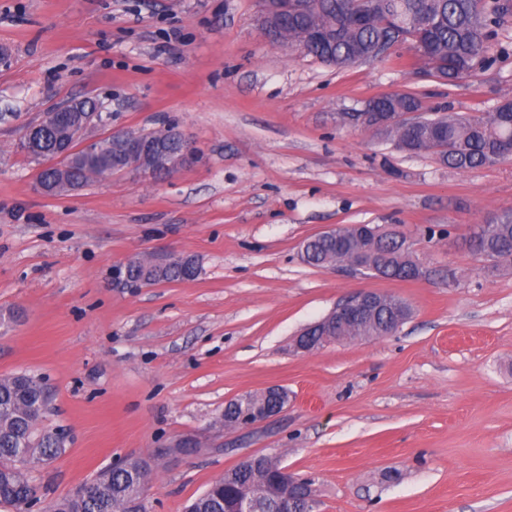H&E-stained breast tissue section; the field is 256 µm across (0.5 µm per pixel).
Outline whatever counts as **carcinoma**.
I'll use <instances>...</instances> for the list:
<instances>
[{
    "instance_id": "obj_1",
    "label": "carcinoma",
    "mask_w": 512,
    "mask_h": 512,
    "mask_svg": "<svg viewBox=\"0 0 512 512\" xmlns=\"http://www.w3.org/2000/svg\"><path fill=\"white\" fill-rule=\"evenodd\" d=\"M307 13L294 16L289 28L315 23L335 34L331 42L303 44L299 50L322 63L336 61L347 67L379 57L393 44L410 40L437 63L441 78L451 83L459 73L475 63L490 66L492 41L512 17V0H309ZM418 104L410 93L392 94L379 99L381 112H400ZM59 132L53 125L38 129L31 145L23 139L19 148L32 162L55 158ZM512 135V104L504 101L486 116H444L442 137L448 152L440 161L457 170H470L495 162L500 141ZM73 142L71 152L40 172L45 183L60 176L82 187L93 174L115 173L119 151L107 136L89 148ZM474 253L489 260H512V213L481 226L471 237ZM379 250L392 255L384 277L410 280L414 262L398 242H379ZM341 259L336 242L317 237L312 242L307 264L324 266ZM127 278L136 285L176 282L192 278L194 269L180 262L146 270L134 259L126 266ZM383 308L377 319L364 324L357 335L379 336L387 327ZM49 405V395L41 379L16 373L0 379V504L19 507L36 490L29 464L51 461L65 451V440L56 432L39 429ZM149 471L141 470L140 460L128 459L119 467L95 476V494L85 496L81 488L61 499L55 512H125L144 508ZM267 470L232 467L196 497L188 512H224V498L236 495L266 479Z\"/></svg>"
}]
</instances>
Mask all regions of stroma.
Instances as JSON below:
<instances>
[{
  "label": "stroma",
  "instance_id": "1",
  "mask_svg": "<svg viewBox=\"0 0 512 512\" xmlns=\"http://www.w3.org/2000/svg\"><path fill=\"white\" fill-rule=\"evenodd\" d=\"M260 16L261 0H0V377L44 378V425L69 435L31 468L43 512L129 457L154 461L146 512H184L247 454L311 478L314 512H512V261L466 245L512 211V158L459 171L357 119L396 93L426 117L487 115L512 99V22L493 66L443 84L410 43L337 68L271 43ZM86 97L111 127L176 125L195 159L40 194L16 145ZM337 224L397 228L423 277L305 264L302 242ZM172 253L197 276L117 275ZM358 290L412 313L388 336L294 351ZM273 385L280 415L225 428L228 400Z\"/></svg>",
  "mask_w": 512,
  "mask_h": 512
}]
</instances>
